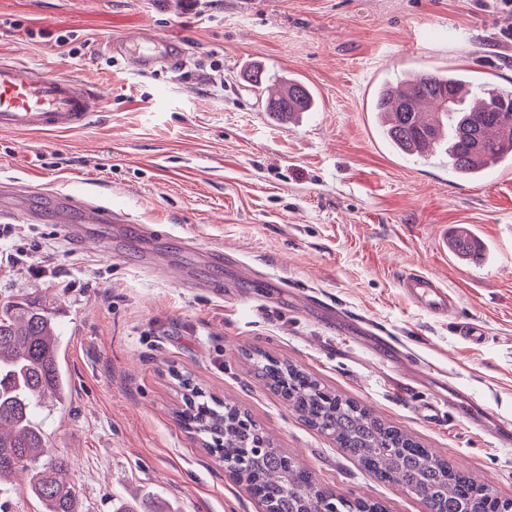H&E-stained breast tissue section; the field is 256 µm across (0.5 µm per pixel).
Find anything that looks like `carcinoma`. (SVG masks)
<instances>
[{
    "instance_id": "obj_1",
    "label": "carcinoma",
    "mask_w": 512,
    "mask_h": 512,
    "mask_svg": "<svg viewBox=\"0 0 512 512\" xmlns=\"http://www.w3.org/2000/svg\"><path fill=\"white\" fill-rule=\"evenodd\" d=\"M314 104L304 82L285 78L267 97L265 111L287 123ZM372 111L383 136L402 154L427 159L447 139L448 163L461 178L476 179L512 159V86L477 84L466 70H434L412 80L382 82L374 92ZM449 246L466 260L481 255L465 228L456 231ZM257 369L310 427L332 436L366 471L414 486L440 512H463L470 504L496 507L494 493L455 472L400 428L326 390L307 372L266 355L257 360ZM180 384L191 391L182 420L218 460L273 445L255 422L240 426L236 406L207 398L188 377ZM69 388L51 316L32 302L0 306V484L31 472L25 489L43 503L44 512H78L77 489L62 478L67 461L60 455L47 457L45 435L34 422L41 400L60 405ZM239 483L271 512H317L325 496L321 490L302 494L299 488L312 485V476L285 465L276 453L248 463Z\"/></svg>"
}]
</instances>
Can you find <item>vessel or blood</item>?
I'll list each match as a JSON object with an SVG mask.
<instances>
[{
	"instance_id": "1",
	"label": "vessel or blood",
	"mask_w": 512,
	"mask_h": 512,
	"mask_svg": "<svg viewBox=\"0 0 512 512\" xmlns=\"http://www.w3.org/2000/svg\"><path fill=\"white\" fill-rule=\"evenodd\" d=\"M104 49L120 57L132 71L148 72L165 64L181 65L186 54L178 40L157 38L146 28H135L109 38ZM106 92L93 90L73 77L48 73L40 67H26L0 59V132L53 134L74 132L85 127L101 111ZM55 221L70 238L87 243L88 224H123L124 213L110 205L86 201L69 193L60 194ZM416 303L434 314L451 312L456 302L433 278L412 273L403 281Z\"/></svg>"
}]
</instances>
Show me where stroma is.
<instances>
[{"mask_svg":"<svg viewBox=\"0 0 512 512\" xmlns=\"http://www.w3.org/2000/svg\"><path fill=\"white\" fill-rule=\"evenodd\" d=\"M135 27L184 42L188 64L137 74L104 55L106 38ZM68 29L88 41L73 58L55 44ZM0 57L108 94L79 132H0V186L26 181L129 218L90 226L101 243L79 247L53 220L0 199V226L24 252L23 264L0 265V302L37 300L55 322L72 395L34 420L67 458L82 512H114L133 496L160 512H258L181 426L183 377L246 410L319 488L427 512L291 411L255 372L258 353L512 498V164L459 180L445 151L395 153L370 110L377 84L426 70L511 85L512 13L487 0H219L201 16L176 0H0ZM256 67L271 81L300 77L317 110L270 119L245 81ZM459 226L486 242L481 262L444 250ZM216 247L230 261L204 258ZM31 264L49 276H30ZM411 273L437 279L454 313L416 304L401 286ZM333 309L385 332L413 372L445 369L508 430L496 439L454 413L428 418L434 387L401 389L365 337L328 328ZM463 321L483 328L482 342L456 334Z\"/></svg>","mask_w":512,"mask_h":512,"instance_id":"stroma-1","label":"stroma"}]
</instances>
